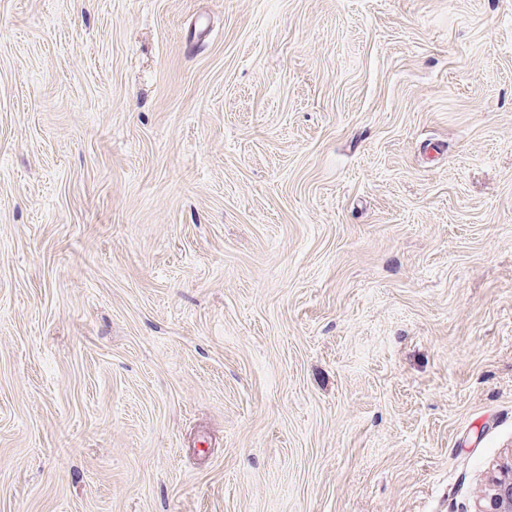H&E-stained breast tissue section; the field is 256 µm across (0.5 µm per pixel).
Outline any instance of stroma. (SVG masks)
<instances>
[{
    "label": "stroma",
    "instance_id": "1",
    "mask_svg": "<svg viewBox=\"0 0 512 512\" xmlns=\"http://www.w3.org/2000/svg\"><path fill=\"white\" fill-rule=\"evenodd\" d=\"M511 465L512 0H0V512Z\"/></svg>",
    "mask_w": 512,
    "mask_h": 512
}]
</instances>
